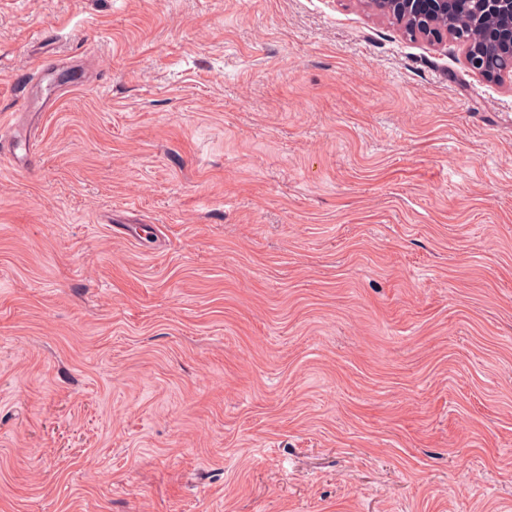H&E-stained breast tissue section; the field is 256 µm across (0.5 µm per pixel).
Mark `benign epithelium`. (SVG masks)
I'll use <instances>...</instances> for the list:
<instances>
[{"label": "benign epithelium", "instance_id": "1", "mask_svg": "<svg viewBox=\"0 0 512 512\" xmlns=\"http://www.w3.org/2000/svg\"><path fill=\"white\" fill-rule=\"evenodd\" d=\"M459 9L480 25L476 39H466L449 25ZM377 11L413 27L431 44L455 42L466 63L492 82L512 80V0H377Z\"/></svg>", "mask_w": 512, "mask_h": 512}]
</instances>
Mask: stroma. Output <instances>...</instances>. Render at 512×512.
Listing matches in <instances>:
<instances>
[{"mask_svg":"<svg viewBox=\"0 0 512 512\" xmlns=\"http://www.w3.org/2000/svg\"><path fill=\"white\" fill-rule=\"evenodd\" d=\"M0 118V512H512V85L358 0H0Z\"/></svg>","mask_w":512,"mask_h":512,"instance_id":"35a3bbf8","label":"stroma"}]
</instances>
